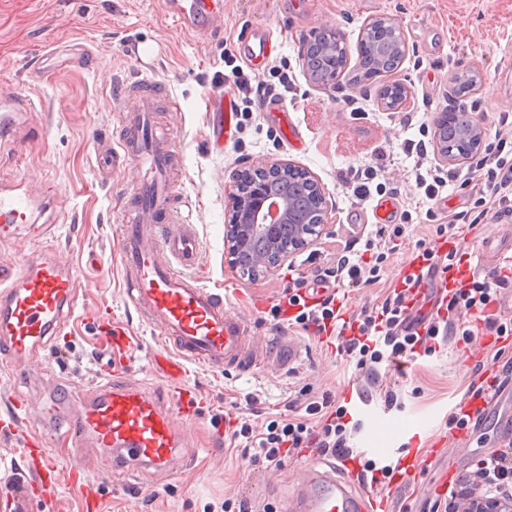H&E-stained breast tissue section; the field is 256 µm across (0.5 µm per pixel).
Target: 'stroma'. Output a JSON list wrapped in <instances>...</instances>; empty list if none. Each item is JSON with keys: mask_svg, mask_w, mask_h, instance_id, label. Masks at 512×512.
Instances as JSON below:
<instances>
[{"mask_svg": "<svg viewBox=\"0 0 512 512\" xmlns=\"http://www.w3.org/2000/svg\"><path fill=\"white\" fill-rule=\"evenodd\" d=\"M383 16L400 23L408 47L393 75L409 91L403 112L382 107L378 79L354 84L343 76L335 85L315 86L298 55L300 43L323 26L340 27L352 46L365 21ZM247 23L265 27L275 47L258 70L235 49L236 35ZM143 56L152 58L151 70L142 69ZM235 67L273 85L284 74L293 80L294 90L282 104L295 123L296 141L281 139L275 113L256 112L220 150L209 148L206 103L233 94L224 77ZM466 70L478 72L481 85L460 98L454 77ZM146 77L167 83L180 102L179 110L160 112L159 119L182 156L180 192L190 202L189 219L202 245L191 274L225 294L270 344L255 366L228 371L190 366L187 377L205 406L193 428L191 462L173 479L158 483L140 475L143 492L136 495L101 486L99 465L80 488L70 478V457L63 456L47 503L33 505L31 512H83L89 486L99 490V512H221L224 499L241 497L261 507L281 505L320 454L303 452L277 471L243 464L239 448L224 435V420L246 415L263 422L283 412L307 386L318 395L350 400L362 422L350 446L361 459L385 465L418 456L412 476L392 487L388 509L429 512L441 474L454 478L475 470L483 456L512 437V427L493 419L461 431L462 447L451 445L450 418L472 373L492 365L495 347L475 348L457 334L441 342L434 355L411 360L406 370L382 367V384L397 394L396 407L388 409L379 386L345 355L322 346L312 333L273 319L270 309L293 281L311 284L335 267L343 249L362 251L377 229L373 203L390 188L399 191L405 231L380 282L351 292L356 313L384 301L408 252L422 242L435 244L436 225L452 223L457 212L472 208L474 192L451 185L443 192L445 205L427 200L415 187L416 159L403 147L427 139L426 122L453 107L481 118L486 146H495L497 136H512V0H225L224 26L212 36L178 27L165 15L162 0H0V98L11 101L12 111L28 113L25 127L0 137V181L24 178L31 190L45 189L55 198L54 209L44 216L49 233L0 245V261L20 266L48 250L81 270L70 332L46 348V371L30 378L0 359V411L21 393L57 398L62 388L93 386L109 360L90 317L98 308L135 335L126 382L151 388L160 379L149 353L154 332L128 304L121 282L118 220L127 205L130 170L120 166L105 176L98 167L100 152L112 149L124 123L113 108L119 91ZM265 160L315 173L333 210L328 233L311 248L273 273L248 277L232 268L224 253V185ZM364 164L384 168L387 178L360 203L351 179ZM30 432L22 422L17 433H0V478L13 475L24 483L36 477L35 467L22 459Z\"/></svg>", "mask_w": 512, "mask_h": 512, "instance_id": "35a3bbf8", "label": "stroma"}]
</instances>
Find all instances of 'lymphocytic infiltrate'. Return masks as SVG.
<instances>
[{
    "label": "lymphocytic infiltrate",
    "instance_id": "f902f5d3",
    "mask_svg": "<svg viewBox=\"0 0 512 512\" xmlns=\"http://www.w3.org/2000/svg\"><path fill=\"white\" fill-rule=\"evenodd\" d=\"M451 182L458 183L463 190L478 189L477 206H485L490 201L497 204L501 212L512 213V164L499 153H486L461 178L452 173L446 177L416 179L417 187L423 189L430 201L437 200ZM389 257V252L371 239L366 240L363 253L339 257L332 273L339 297L329 299L321 308L310 309L300 307L299 294H291L288 302L298 309L295 323L315 336L324 337L326 342H338L348 356L356 358L358 367L373 372L385 361L395 363L418 353L433 355L437 351L438 336L452 334L460 323H479L497 338L512 335V320L502 319L493 309L499 288L512 282V269L498 272L489 280H453L446 287L440 311L419 331L406 333L402 330L407 320L406 302L418 286L417 276L409 273L400 277L392 298L381 306L358 316L342 318L343 292L378 281ZM305 413L302 419L284 415L270 420L262 429L244 421L233 429L232 436L245 439L250 450L249 464L260 463L273 469L280 468L285 458L308 448L334 457L351 456L347 442L352 433V415L346 406L335 405L332 397L325 394L321 399L308 402ZM511 480L512 451L496 450L484 457L475 471L455 481L450 497L463 500L476 490L498 496L503 485Z\"/></svg>",
    "mask_w": 512,
    "mask_h": 512
}]
</instances>
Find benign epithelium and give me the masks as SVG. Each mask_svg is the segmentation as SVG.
Here are the masks:
<instances>
[{"mask_svg": "<svg viewBox=\"0 0 512 512\" xmlns=\"http://www.w3.org/2000/svg\"><path fill=\"white\" fill-rule=\"evenodd\" d=\"M456 112V108L439 112L432 122L437 159L444 166L472 160L480 154L484 143V127L473 115L465 149L458 153L448 150L443 130L448 127V115ZM307 177L316 193L306 224L293 222L297 213L294 201L273 195L267 180L256 179L246 189L240 187L239 182H234L228 192V224L224 225V249L228 259L233 261L232 267L236 268L241 263L251 269L254 276L267 274L294 254L313 246L321 235L327 233L332 205L319 178L311 172ZM468 512H512V496L489 499L474 493L469 498Z\"/></svg>", "mask_w": 512, "mask_h": 512, "instance_id": "1", "label": "benign epithelium"}]
</instances>
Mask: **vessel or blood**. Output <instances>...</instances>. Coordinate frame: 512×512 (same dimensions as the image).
<instances>
[{
    "mask_svg": "<svg viewBox=\"0 0 512 512\" xmlns=\"http://www.w3.org/2000/svg\"><path fill=\"white\" fill-rule=\"evenodd\" d=\"M166 13L182 29L213 34L224 21V0H166ZM236 47L250 61L268 59L273 47L265 29L249 24ZM158 94L146 86L125 90L121 110L125 133L118 149L103 165L137 169L141 180L129 183L133 205L121 217L122 276L125 294L135 311L165 345L155 352L166 383L143 388L120 381L96 385L74 397V424L67 445L76 461L73 480H82L96 451L108 452L111 464L103 475L107 486H129L140 474L167 480L188 459L193 417L176 408L173 397L192 362L220 369L242 361L257 362L262 345L250 336L246 319L231 311L223 294L205 287L190 273L200 258L195 225L173 204L176 152L169 132L153 128V113L162 111ZM208 143L219 147L237 119L233 98L210 105ZM43 208L28 192L0 190V240L18 235L34 223ZM80 269L54 258L35 255L24 269L0 263V355L24 371L45 369L42 350L62 335L74 314ZM24 456L38 471L27 482V503L50 495L58 454L43 436H29ZM376 495L357 487L336 462L309 469L299 492L289 497L288 512H378Z\"/></svg>",
    "mask_w": 512,
    "mask_h": 512,
    "instance_id": "obj_1",
    "label": "vessel or blood"
}]
</instances>
